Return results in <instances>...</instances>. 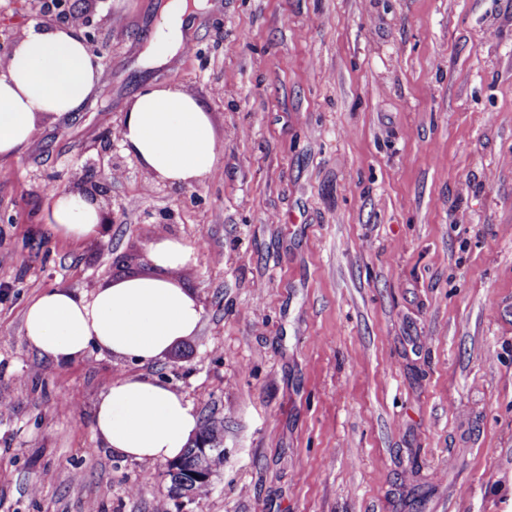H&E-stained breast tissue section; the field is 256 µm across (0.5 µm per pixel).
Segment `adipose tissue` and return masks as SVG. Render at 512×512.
<instances>
[{
    "instance_id": "1",
    "label": "adipose tissue",
    "mask_w": 512,
    "mask_h": 512,
    "mask_svg": "<svg viewBox=\"0 0 512 512\" xmlns=\"http://www.w3.org/2000/svg\"><path fill=\"white\" fill-rule=\"evenodd\" d=\"M190 13L185 0H169L152 34L148 52L165 61L184 46ZM103 75L72 26L30 29L15 45L0 75V158L19 153L37 135L45 117L80 111ZM120 142L157 180L191 186L202 182L221 155L208 112L192 94L147 84L131 99ZM45 218L61 236L100 238L97 198L55 188ZM194 248L163 238L150 249L153 274L133 276L84 295L67 288L43 291L26 307L24 334L41 357L64 366L90 348L140 364L154 362L176 343L193 336L202 318L192 289L179 271ZM93 431L115 457L138 462L179 458L199 431V417L184 395L142 375H121L106 385L93 411Z\"/></svg>"
}]
</instances>
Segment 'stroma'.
Segmentation results:
<instances>
[{
  "label": "stroma",
  "instance_id": "35a3bbf8",
  "mask_svg": "<svg viewBox=\"0 0 512 512\" xmlns=\"http://www.w3.org/2000/svg\"><path fill=\"white\" fill-rule=\"evenodd\" d=\"M165 2L73 0L100 84L0 158V512H512V0H205L158 63ZM33 8L0 0V40ZM148 83L194 95L222 155L177 187L104 152L113 220L61 238L49 188ZM165 237L195 248L194 336L144 367L29 347L30 300L151 273ZM136 372L223 421L207 497L100 448L95 402Z\"/></svg>",
  "mask_w": 512,
  "mask_h": 512
}]
</instances>
